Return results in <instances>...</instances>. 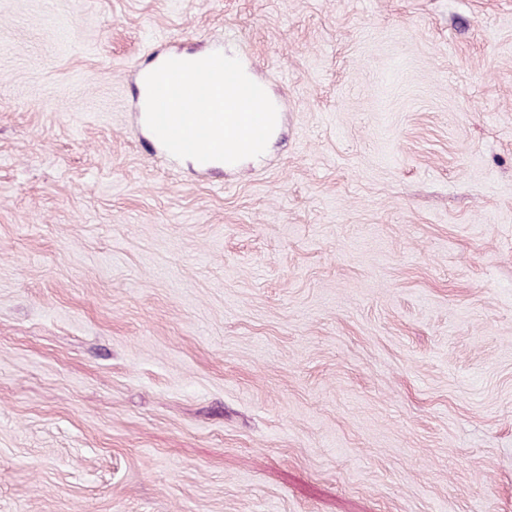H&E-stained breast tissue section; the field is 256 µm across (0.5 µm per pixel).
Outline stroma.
Returning a JSON list of instances; mask_svg holds the SVG:
<instances>
[{
  "label": "stroma",
  "mask_w": 512,
  "mask_h": 512,
  "mask_svg": "<svg viewBox=\"0 0 512 512\" xmlns=\"http://www.w3.org/2000/svg\"><path fill=\"white\" fill-rule=\"evenodd\" d=\"M216 44L237 170L125 78ZM0 512H512V0H0Z\"/></svg>",
  "instance_id": "1"
}]
</instances>
